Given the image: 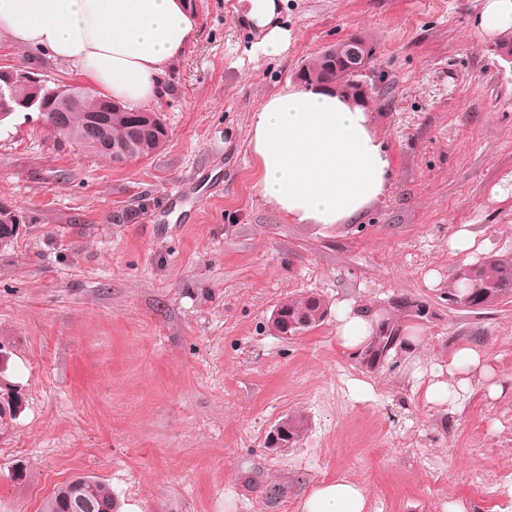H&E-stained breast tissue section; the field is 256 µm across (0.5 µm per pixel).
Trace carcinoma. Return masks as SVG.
<instances>
[{"instance_id":"carcinoma-1","label":"carcinoma","mask_w":512,"mask_h":512,"mask_svg":"<svg viewBox=\"0 0 512 512\" xmlns=\"http://www.w3.org/2000/svg\"><path fill=\"white\" fill-rule=\"evenodd\" d=\"M298 79L303 83L322 82L340 83L351 87L358 80L354 74L336 70L335 62L328 57L315 56L301 67ZM50 87L16 81L0 101V113H13L20 102H33L35 105H47ZM91 112L105 114V128L108 135L126 139L133 145L147 146L145 155L151 157L158 153L167 141V133L154 126L150 113L131 111L124 107L107 109L97 96L89 94L83 97L76 110L68 115L66 128L60 129L50 117L44 122L61 138L74 141L87 147V121ZM448 295L459 299L471 298L475 302L474 312L490 309L512 295V258L489 256L474 264L459 265L448 280ZM285 318L293 324L291 332H302L319 326L327 317L329 303L321 295L310 293L290 296L281 302ZM19 404V398L13 391V383L0 375V435H5L16 419L13 407ZM307 419L301 414L288 416V431L294 441L303 438L307 431ZM83 497L91 512H118L119 504L112 489L93 476H76L58 486L45 498L42 512H70L76 496Z\"/></svg>"}]
</instances>
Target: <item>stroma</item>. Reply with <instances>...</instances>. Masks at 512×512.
<instances>
[{"label": "stroma", "instance_id": "1", "mask_svg": "<svg viewBox=\"0 0 512 512\" xmlns=\"http://www.w3.org/2000/svg\"><path fill=\"white\" fill-rule=\"evenodd\" d=\"M481 5L282 0L294 40L271 59L239 0H196V35L152 106L168 129L159 153L116 163L37 112L0 121V201L28 217L0 245V372L21 393L0 437V512H41L79 475L109 484L120 512H300L342 478L364 486L370 512H512V296L477 313L448 305L454 268L483 259L451 248L459 228L512 257V62L479 32ZM354 33L376 46L362 79L391 188L359 223H288L252 189L251 117ZM0 68L82 80L3 34ZM308 292L420 336L371 367L337 347L332 313L274 335L273 310ZM464 345L486 352L503 393L488 399L476 379L455 404H424L414 367ZM354 378L370 399L351 397ZM297 413L307 434L274 453L271 426Z\"/></svg>", "mask_w": 512, "mask_h": 512}]
</instances>
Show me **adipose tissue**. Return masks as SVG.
Here are the masks:
<instances>
[{"label":"adipose tissue","instance_id":"obj_1","mask_svg":"<svg viewBox=\"0 0 512 512\" xmlns=\"http://www.w3.org/2000/svg\"><path fill=\"white\" fill-rule=\"evenodd\" d=\"M242 21L257 30L258 50L283 54L293 37L278 20V0H242ZM0 32L18 46L78 65L82 74L128 107L154 103L163 77L184 54L196 20L184 0H0ZM253 191L293 224H353L391 187V158L370 109L318 83H287L255 112L249 134ZM382 315L357 302L336 310V344L360 353ZM415 389L429 405L454 403L473 378L489 398L502 387L484 351L464 347L447 370L415 369ZM301 512H368L365 489L349 480L316 486Z\"/></svg>","mask_w":512,"mask_h":512}]
</instances>
